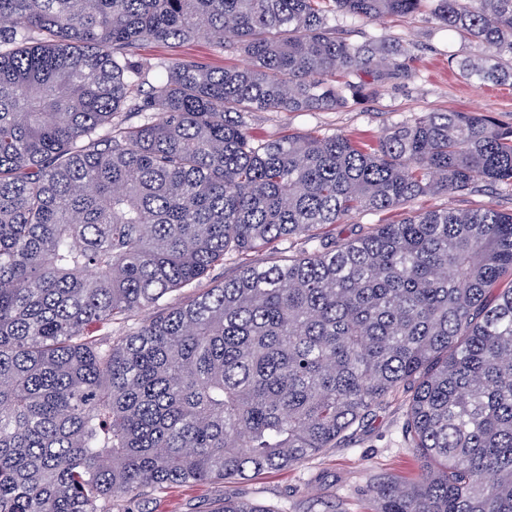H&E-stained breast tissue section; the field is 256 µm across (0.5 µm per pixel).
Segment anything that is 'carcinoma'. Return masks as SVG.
<instances>
[{
  "instance_id": "cac0c4a2",
  "label": "carcinoma",
  "mask_w": 512,
  "mask_h": 512,
  "mask_svg": "<svg viewBox=\"0 0 512 512\" xmlns=\"http://www.w3.org/2000/svg\"><path fill=\"white\" fill-rule=\"evenodd\" d=\"M340 15L427 16L480 47L463 74L512 79V0H0V512H130L149 489L286 469L401 389L424 476L376 480L374 512H512V213L314 233L512 190V124L255 138L252 112L336 111L410 76L409 48L352 42ZM200 37L251 66L138 58ZM287 239L310 248L160 307ZM446 208L462 211L494 208L512 213V193L497 185H482L462 194H425L412 204V209L417 211ZM408 209H395L381 213L376 212H359L349 215L342 224H334L323 226L317 232L323 236L347 238L358 234L363 227L371 224H388L398 222L404 217L405 211Z\"/></svg>"
}]
</instances>
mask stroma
Wrapping results in <instances>:
<instances>
[{
  "mask_svg": "<svg viewBox=\"0 0 512 512\" xmlns=\"http://www.w3.org/2000/svg\"><path fill=\"white\" fill-rule=\"evenodd\" d=\"M336 26L343 36L359 42L401 41L411 50L410 77L386 84L372 98L336 111L251 113L248 122L257 137L268 140L294 133L339 134L357 144L371 145L383 129L425 112H474L512 124V81L479 82L463 75L455 60L477 53V46L449 40L447 32L430 18L386 16L367 24L342 18ZM138 53L149 60L202 61L215 69L242 68L248 63L239 51L217 50L205 37L177 48L147 41ZM413 208H493L512 213V192L497 185H483L462 194L430 193L418 197ZM297 251V246L285 242L259 252L230 256L193 287L171 294L166 303L179 304L201 289L234 276L241 267L284 261ZM407 404V392L399 391L383 409L354 426L344 445L303 463L233 483L171 485L132 503L131 512H213L228 497L254 503L267 512H371L367 489L378 477L412 482L420 474V463L402 435Z\"/></svg>",
  "mask_w": 512,
  "mask_h": 512,
  "instance_id": "35a3bbf8",
  "label": "stroma"
}]
</instances>
